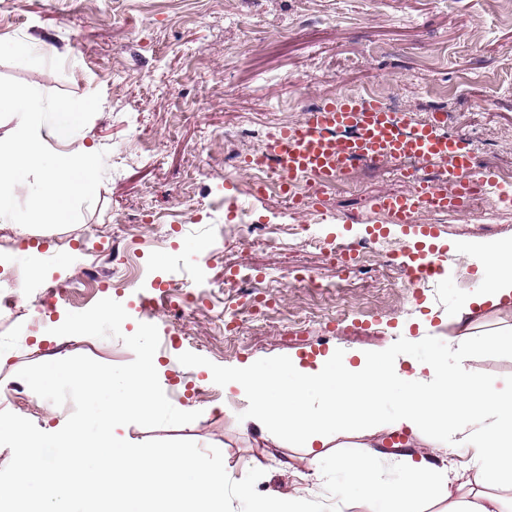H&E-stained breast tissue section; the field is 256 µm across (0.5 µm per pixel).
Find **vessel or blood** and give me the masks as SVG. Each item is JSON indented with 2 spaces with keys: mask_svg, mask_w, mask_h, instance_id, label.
Returning a JSON list of instances; mask_svg holds the SVG:
<instances>
[{
  "mask_svg": "<svg viewBox=\"0 0 512 512\" xmlns=\"http://www.w3.org/2000/svg\"><path fill=\"white\" fill-rule=\"evenodd\" d=\"M447 121V114L438 112L416 122L368 96H342L307 111L300 124L276 129L263 152L252 155L249 162L272 159L277 190L296 208L303 202L293 197L292 189L302 180L318 191L335 185L361 163L445 162L448 179L443 186H433L413 167L404 173L413 183L410 192L386 193L376 199L375 208L387 213L393 223L412 227L421 211L467 210L480 192L497 185L496 176L475 168L472 144L449 134ZM402 269L410 281L421 284L440 274L442 258L434 255L403 264Z\"/></svg>",
  "mask_w": 512,
  "mask_h": 512,
  "instance_id": "b4317fda",
  "label": "vessel or blood"
}]
</instances>
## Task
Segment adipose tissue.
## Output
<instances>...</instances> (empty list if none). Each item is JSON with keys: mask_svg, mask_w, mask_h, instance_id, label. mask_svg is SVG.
Returning a JSON list of instances; mask_svg holds the SVG:
<instances>
[{"mask_svg": "<svg viewBox=\"0 0 512 512\" xmlns=\"http://www.w3.org/2000/svg\"><path fill=\"white\" fill-rule=\"evenodd\" d=\"M460 251L478 255L482 273L478 291L468 296L448 319L460 327L456 352L460 358L485 351L512 349V327L475 339L478 315L512 297V241L468 242ZM316 368L292 360L283 367L251 370L226 379L248 404L246 420L263 437H286L307 450L327 447L332 436L360 439L393 428H407L425 439L434 450H472L478 463L475 483L485 486L479 501L453 498L451 485L458 474L427 459L405 455L400 476L391 479L380 466L378 453L355 449L336 458L340 480L333 487L337 503L358 497L367 512H422L424 504L448 499L450 512H496L503 500L495 493L512 491V383L503 387L480 381L464 368L449 369L446 356L437 354L413 363L412 374L377 353L359 354L357 362L327 355ZM291 381H278L280 372ZM398 394L395 414L382 407L383 400ZM237 500L247 502L248 512H315L316 505L298 492L280 494L271 501L253 499L249 484H240Z\"/></svg>", "mask_w": 512, "mask_h": 512, "instance_id": "ef3b65f1", "label": "adipose tissue"}]
</instances>
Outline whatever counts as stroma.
Returning a JSON list of instances; mask_svg holds the SVG:
<instances>
[{
	"label": "stroma",
	"instance_id": "stroma-1",
	"mask_svg": "<svg viewBox=\"0 0 512 512\" xmlns=\"http://www.w3.org/2000/svg\"><path fill=\"white\" fill-rule=\"evenodd\" d=\"M18 43L29 44L27 57L14 53ZM0 77L44 93H100V109L79 140L106 154L96 201L78 223L52 230L0 223V289L8 266H26L31 255L44 271L22 288L15 308L0 312V349L9 353L0 364V411L49 430L74 406L29 389L17 404L8 386L23 367L51 356L133 361L122 340L51 333L67 313L108 297L129 315L124 334L143 322L156 325L160 338L175 336V347L155 354L159 382L174 407L198 414L180 426L130 425V442L215 446L231 479L262 470L258 493L309 486L323 507H333L335 456L319 462L317 481L305 449L267 446L258 431L243 428L246 403L237 389H225V373L293 356L311 364L331 352L371 350L399 362L447 349L448 317L472 292L478 269L454 246L512 240V208L480 202L462 213L422 212L418 223L438 229L431 236L374 210L377 195L409 190L394 163L358 165L299 212L276 191L255 196L254 175L239 161L261 151L270 130L300 122L307 102L371 91L415 121L447 113L449 132L475 141L479 169L512 172V11L502 0H0ZM229 195L270 233L242 243L226 226ZM161 224L167 237L158 235ZM292 224L310 225L320 247L289 234ZM373 227L382 228L399 261L446 255L444 274L426 285L423 299L413 298L384 253L346 269L336 263L333 249L354 247ZM116 249L138 266L136 281L112 276ZM238 271L281 275L291 285L275 309L257 314L228 282ZM93 272L109 274L106 291L85 290L50 316L33 315L38 289ZM304 275L325 291L307 288ZM184 281L205 291L193 312L177 316L157 286ZM233 309L241 331L230 336L221 317ZM448 365L498 387L512 381L510 350L464 362L449 352ZM372 442L388 472L398 454L431 453L402 430H383Z\"/></svg>",
	"mask_w": 512,
	"mask_h": 512
}]
</instances>
